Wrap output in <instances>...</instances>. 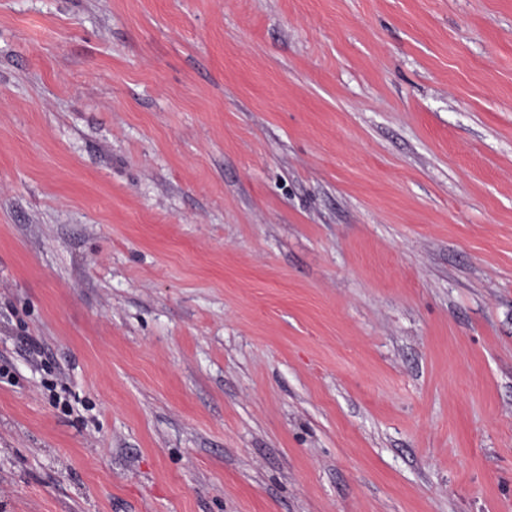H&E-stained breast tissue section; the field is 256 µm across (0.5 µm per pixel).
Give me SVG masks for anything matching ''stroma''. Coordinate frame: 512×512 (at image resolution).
Segmentation results:
<instances>
[{
	"mask_svg": "<svg viewBox=\"0 0 512 512\" xmlns=\"http://www.w3.org/2000/svg\"><path fill=\"white\" fill-rule=\"evenodd\" d=\"M0 512H512V0H0Z\"/></svg>",
	"mask_w": 512,
	"mask_h": 512,
	"instance_id": "stroma-1",
	"label": "stroma"
}]
</instances>
